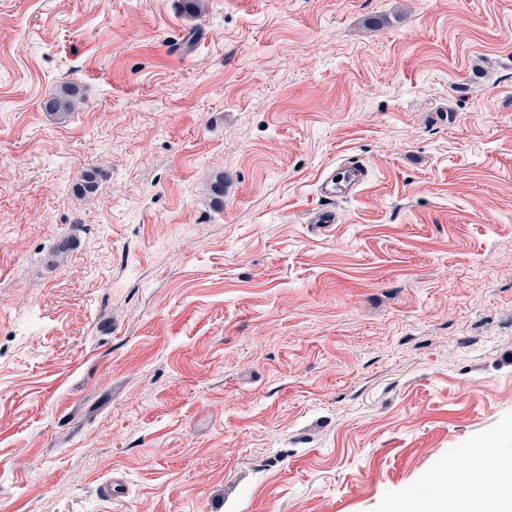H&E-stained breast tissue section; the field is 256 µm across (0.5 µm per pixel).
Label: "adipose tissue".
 <instances>
[{"label":"adipose tissue","instance_id":"ef3b65f1","mask_svg":"<svg viewBox=\"0 0 512 512\" xmlns=\"http://www.w3.org/2000/svg\"><path fill=\"white\" fill-rule=\"evenodd\" d=\"M476 470L493 469L499 481L493 488L475 494H466L456 473H436L434 482L438 491L432 500L415 503L411 512H502V501L512 499V448L499 446L481 448L472 458Z\"/></svg>","mask_w":512,"mask_h":512}]
</instances>
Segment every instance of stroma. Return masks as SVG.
<instances>
[{
  "instance_id": "stroma-1",
  "label": "stroma",
  "mask_w": 512,
  "mask_h": 512,
  "mask_svg": "<svg viewBox=\"0 0 512 512\" xmlns=\"http://www.w3.org/2000/svg\"><path fill=\"white\" fill-rule=\"evenodd\" d=\"M203 2L0 0V512H396L512 441V0ZM81 103L78 88L73 84L65 83L47 95L40 107L43 112H47L58 120H64L73 112H77ZM367 169L355 159H347L342 164L329 168L321 177L317 196L323 205H331L337 199L356 193L364 184Z\"/></svg>"
}]
</instances>
